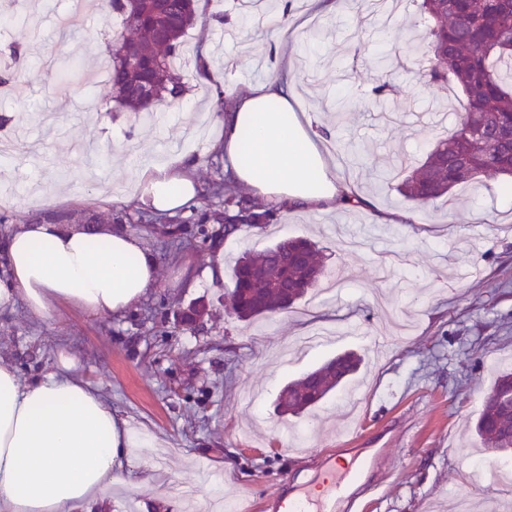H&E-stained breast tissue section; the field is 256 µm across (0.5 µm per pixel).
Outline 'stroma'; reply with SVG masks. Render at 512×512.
Here are the masks:
<instances>
[{
  "label": "stroma",
  "instance_id": "stroma-1",
  "mask_svg": "<svg viewBox=\"0 0 512 512\" xmlns=\"http://www.w3.org/2000/svg\"><path fill=\"white\" fill-rule=\"evenodd\" d=\"M92 0L85 34L61 32L69 0H0L42 20L34 29L0 24V50L27 44L30 66L0 93V114L12 121L13 156L0 158V236L48 213L78 223L122 220L153 254L155 285L136 307L117 315L58 306L51 318L24 305L0 312V364L29 383L54 368L60 350L78 359L76 376L96 388L129 422L136 446L122 474L154 468L149 488L113 486L101 501L75 512H128L130 501L166 512V494H191L201 505L230 503L235 512H275L271 499L286 478L318 477L330 455L362 470L378 449L385 458L363 472L368 490L354 512H457L468 499L476 512L492 501L512 502V488L465 470L461 461L512 464V452L485 448L474 424L499 371L512 367V205L500 194L507 181L484 174L454 190L452 203L417 207L376 184L365 167L346 180L370 205L357 210L305 213L276 207L265 230L225 236L223 222L199 224L201 212H223L244 190L224 173L212 150L218 134L217 99H231L274 67L258 25L217 44L216 20L236 18L239 0H203L184 36L188 56L210 46L211 71L222 95L204 93L195 74L181 100L159 105L151 123L115 109L110 85L96 75L113 47L117 26ZM344 15L321 29L310 62L298 63L303 111L335 132L340 149L377 160L391 153L417 158L454 128L461 107L452 91L430 84L431 56L414 6L390 22H374L368 0H351ZM74 59L87 73L63 79L56 62ZM387 84L390 121L371 106ZM179 150L198 158L202 195L197 206L156 217L113 203L130 192L138 172ZM223 193H210L214 185ZM407 214L408 224L382 223ZM314 240L328 273L346 284L336 297L312 288L294 308L251 324L230 305L232 279L211 282L216 261L262 253L280 239ZM197 301L207 310L195 328H179L180 313ZM343 352L362 358L356 417L344 411L347 389L312 411L281 414L277 399L288 382Z\"/></svg>",
  "mask_w": 512,
  "mask_h": 512
}]
</instances>
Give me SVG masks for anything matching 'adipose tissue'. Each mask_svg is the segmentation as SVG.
I'll return each instance as SVG.
<instances>
[{"mask_svg":"<svg viewBox=\"0 0 512 512\" xmlns=\"http://www.w3.org/2000/svg\"><path fill=\"white\" fill-rule=\"evenodd\" d=\"M277 68L264 82L241 88L218 115L215 150L225 173L255 203L293 209L357 208L336 181V161L298 111L294 51L286 32L273 37ZM197 158L174 155L143 169L127 202L158 215L195 203ZM0 309L21 303L50 317L58 303L118 314L139 303L155 282L156 261L131 232L88 229L50 218L24 224L0 239ZM76 361L61 355L56 370L25 385L0 365V512H73L97 500L117 475L116 461L132 439L128 423L88 384Z\"/></svg>","mask_w":512,"mask_h":512,"instance_id":"obj_1","label":"adipose tissue"}]
</instances>
